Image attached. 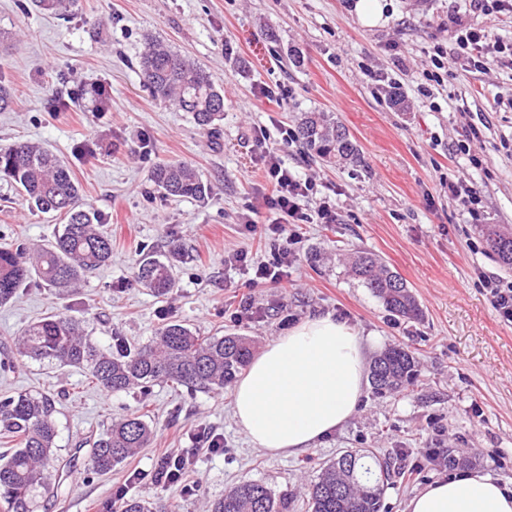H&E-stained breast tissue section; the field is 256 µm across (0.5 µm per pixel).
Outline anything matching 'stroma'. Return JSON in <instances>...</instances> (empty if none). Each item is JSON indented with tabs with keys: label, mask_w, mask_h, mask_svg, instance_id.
Here are the masks:
<instances>
[{
	"label": "stroma",
	"mask_w": 512,
	"mask_h": 512,
	"mask_svg": "<svg viewBox=\"0 0 512 512\" xmlns=\"http://www.w3.org/2000/svg\"><path fill=\"white\" fill-rule=\"evenodd\" d=\"M358 0H79L61 19L28 10L29 0H0V70L13 90L0 112V146L17 138L46 147L68 162L84 203L112 239L111 261L77 287L58 290L31 279L0 306V397L41 391L53 396L60 468L53 494L34 512H105L117 488L162 512H203L208 499L244 480L303 496L312 479L345 450L392 455L384 512H405L408 500L455 470L490 473L512 488V322L495 312L483 281H512L486 251L476 224L512 227V63L489 60L475 69L457 56V23L512 41V15H483L470 0H386L381 21L362 23ZM170 43L195 59L224 89L218 133L198 127L190 113L142 90L137 61L147 38ZM299 49L301 67L288 61ZM442 48L447 65L436 82L422 71ZM103 84L102 112H50L48 97L64 83ZM281 92V104L261 97ZM399 87L401 101L389 92ZM336 118L356 141L361 161L336 166L300 141L286 142L304 112ZM478 139H471V132ZM98 145L77 158L75 143ZM280 151L299 176L314 178L301 206L334 204L330 224L292 226L298 257L287 280L254 282L257 264L273 261L276 246L265 222L270 186L262 173L264 147ZM192 164L211 187L204 201L162 195L149 179L163 162ZM477 188L479 216L459 207L449 183ZM58 217L31 210L0 180V244L35 249L60 230ZM178 241L177 285L157 296L137 279L145 251L167 254ZM247 251L244 265L225 263ZM379 255L408 283L421 319H395L349 271L352 254ZM53 313L78 319L89 340L112 351L132 346L178 322L203 336L237 333L265 345L308 316L330 313L375 345L407 348L418 364L415 386L380 396L366 389L353 418L297 457H276L251 446L232 416V386L208 393L154 386L107 394L86 370L20 356L14 340L25 326ZM137 414L150 423L151 444L112 473L88 471L89 442L113 420ZM224 439L213 452L197 447L194 431ZM196 448L190 474L196 491L162 489L134 470L153 471L166 448ZM458 462L444 465L442 457Z\"/></svg>",
	"instance_id": "35a3bbf8"
}]
</instances>
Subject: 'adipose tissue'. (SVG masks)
Listing matches in <instances>:
<instances>
[{
    "mask_svg": "<svg viewBox=\"0 0 512 512\" xmlns=\"http://www.w3.org/2000/svg\"><path fill=\"white\" fill-rule=\"evenodd\" d=\"M371 343L328 313L273 338L234 387L240 433L269 454L290 456L342 427L364 395ZM406 512H512V491L488 474L462 472L429 483Z\"/></svg>",
    "mask_w": 512,
    "mask_h": 512,
    "instance_id": "adipose-tissue-1",
    "label": "adipose tissue"
}]
</instances>
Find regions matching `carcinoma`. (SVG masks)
Wrapping results in <instances>:
<instances>
[{
  "label": "carcinoma",
  "instance_id": "obj_1",
  "mask_svg": "<svg viewBox=\"0 0 512 512\" xmlns=\"http://www.w3.org/2000/svg\"><path fill=\"white\" fill-rule=\"evenodd\" d=\"M42 12L65 14L78 0H33ZM139 77L152 97L192 115L194 122L218 132L224 119V90L200 65L156 38L148 39L139 61ZM78 104L102 112L106 88L90 84L73 88L68 98H52V111ZM296 136L307 149L329 163H356L360 149L346 128L322 112H306ZM0 175L37 211L63 217L54 240L40 247L32 260L26 249L0 248V304L13 299L28 280L37 277L52 288H73L81 278L112 259V240L99 229L95 212L81 201L70 166L53 152L27 141L0 146ZM151 181L165 196L201 201L208 185L185 162L155 166ZM475 231L487 250L506 269H512V234L495 224H478ZM181 248L173 246L160 259L146 254L138 262L137 278L145 287L165 295L175 286V262ZM352 274L380 299L385 309L403 320H418L422 308L407 282L376 255L361 252L350 261ZM19 354L39 361L78 366L106 393L148 390L155 384L176 383L194 391H210L232 383L249 363L253 341L242 335L201 336L179 323H168L149 343L120 354L103 352L85 336L81 322L58 313L26 326L15 341ZM416 361L406 348L394 345L370 366V384L377 394L414 384ZM53 399L41 393H18L0 399V435L14 445L0 452V507L3 512H33L38 493L51 492L50 469L56 454L58 425ZM153 435L140 415L114 421L88 449V467L108 474ZM391 458L346 450L327 463L310 484L304 512H381L380 482L390 477ZM293 496L275 492L261 481L246 480L219 498L205 512H295ZM119 512H155L149 502L124 498Z\"/></svg>",
  "mask_w": 512,
  "mask_h": 512
}]
</instances>
